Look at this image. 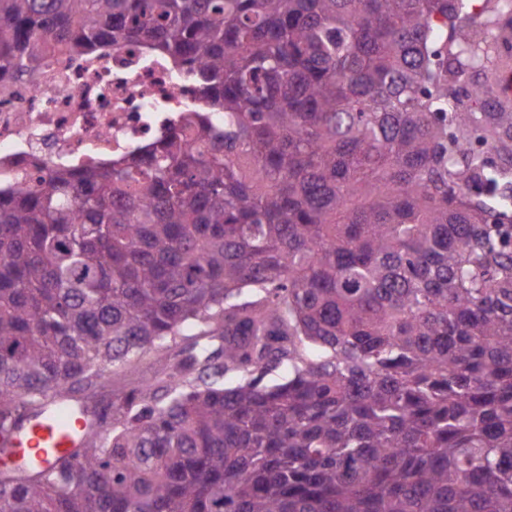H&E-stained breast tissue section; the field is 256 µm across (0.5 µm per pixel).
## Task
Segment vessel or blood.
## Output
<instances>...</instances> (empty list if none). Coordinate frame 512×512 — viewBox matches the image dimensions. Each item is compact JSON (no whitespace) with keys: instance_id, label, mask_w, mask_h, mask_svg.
Segmentation results:
<instances>
[{"instance_id":"vessel-or-blood-1","label":"vessel or blood","mask_w":512,"mask_h":512,"mask_svg":"<svg viewBox=\"0 0 512 512\" xmlns=\"http://www.w3.org/2000/svg\"><path fill=\"white\" fill-rule=\"evenodd\" d=\"M51 416V422L27 424L15 438L18 457L29 458L44 469L74 448L76 433L89 429L87 420L76 417L70 407L55 405Z\"/></svg>"}]
</instances>
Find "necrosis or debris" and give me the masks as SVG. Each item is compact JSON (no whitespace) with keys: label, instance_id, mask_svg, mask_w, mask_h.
Instances as JSON below:
<instances>
[{"label":"necrosis or debris","instance_id":"4bbe7bcc","mask_svg":"<svg viewBox=\"0 0 512 512\" xmlns=\"http://www.w3.org/2000/svg\"><path fill=\"white\" fill-rule=\"evenodd\" d=\"M198 112L223 126L189 76L147 45L49 52L38 70L0 81V189L141 154Z\"/></svg>","mask_w":512,"mask_h":512}]
</instances>
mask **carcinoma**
Listing matches in <instances>:
<instances>
[{
    "label": "carcinoma",
    "instance_id": "carcinoma-1",
    "mask_svg": "<svg viewBox=\"0 0 512 512\" xmlns=\"http://www.w3.org/2000/svg\"><path fill=\"white\" fill-rule=\"evenodd\" d=\"M0 0V77L147 42L201 115L0 191V512H512L499 0ZM162 353L70 457L32 417ZM288 366L264 384L257 370ZM50 413L52 423H28L13 440L19 458L27 457L44 469L74 448L78 442L75 432L90 428L87 420L77 418L68 406L57 404Z\"/></svg>",
    "mask_w": 512,
    "mask_h": 512
}]
</instances>
